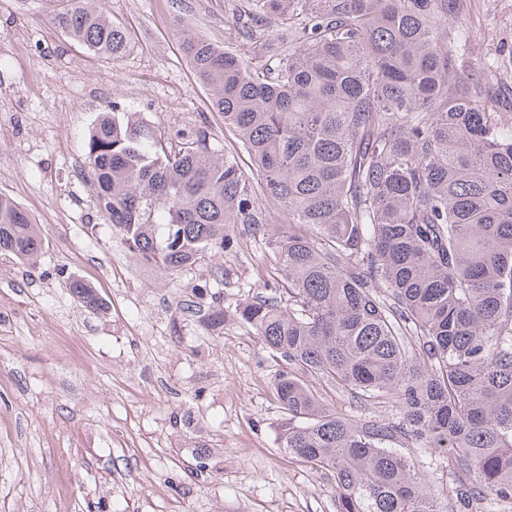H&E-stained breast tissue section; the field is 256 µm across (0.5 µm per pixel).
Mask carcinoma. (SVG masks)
<instances>
[{"label": "carcinoma", "instance_id": "obj_1", "mask_svg": "<svg viewBox=\"0 0 512 512\" xmlns=\"http://www.w3.org/2000/svg\"><path fill=\"white\" fill-rule=\"evenodd\" d=\"M51 25L97 56L130 32L97 0H57ZM255 64L190 30L181 50L236 147L165 141L117 103L91 129L101 211L169 276L233 245L244 224L285 288L228 318L287 362L280 445L334 483L336 512H449L407 442L448 450L453 496L512 501V124L459 50L464 0H244ZM288 32L275 46L265 19ZM246 153L251 167L239 163ZM262 189H257V186ZM42 234L0 194V252L35 266ZM98 311L96 288L69 283ZM387 398L398 421L326 407L305 383Z\"/></svg>", "mask_w": 512, "mask_h": 512}]
</instances>
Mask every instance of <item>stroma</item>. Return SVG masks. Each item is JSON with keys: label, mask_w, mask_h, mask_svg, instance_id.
<instances>
[{"label": "stroma", "mask_w": 512, "mask_h": 512, "mask_svg": "<svg viewBox=\"0 0 512 512\" xmlns=\"http://www.w3.org/2000/svg\"><path fill=\"white\" fill-rule=\"evenodd\" d=\"M101 4L131 33L117 61L56 32L53 0H0V194L43 237L35 267L0 255V512H336L331 480L279 444L286 363L247 328L201 319L280 287L274 258L238 227L236 247L170 278L128 249L84 172L89 131L116 102L162 137L200 129L227 146L178 32L254 58L237 0ZM461 20L465 60L502 64L512 113V0H465ZM75 278L104 311L71 295ZM308 385L337 412L398 416L394 403ZM401 452L451 494L443 449Z\"/></svg>", "instance_id": "1"}]
</instances>
